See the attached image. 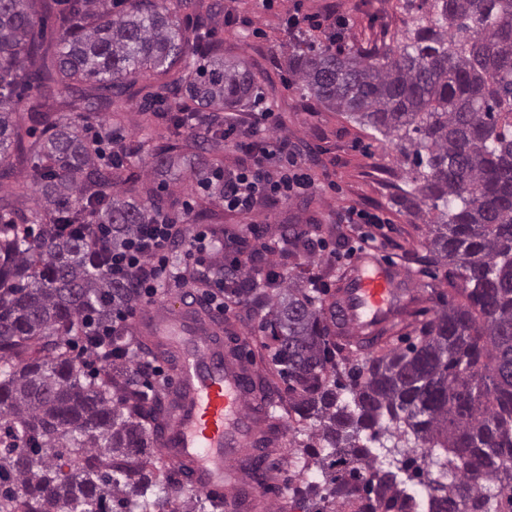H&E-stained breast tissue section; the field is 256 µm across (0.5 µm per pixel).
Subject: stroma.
Wrapping results in <instances>:
<instances>
[{
  "label": "stroma",
  "mask_w": 512,
  "mask_h": 512,
  "mask_svg": "<svg viewBox=\"0 0 512 512\" xmlns=\"http://www.w3.org/2000/svg\"><path fill=\"white\" fill-rule=\"evenodd\" d=\"M301 3L304 13L317 16L322 26L303 30L300 36L288 31V14L294 3ZM406 0H223L224 11L209 18L208 26L223 43L224 58L245 62L260 85V98L237 108L239 117L264 108L274 112L276 136L311 147L308 173L314 182L312 193L289 201H259L258 220L267 224V239H278V229L289 224L302 230L320 225L319 237L325 249L272 256L274 264L299 272L312 269L324 290L325 303L343 280L349 279L355 266L380 262L386 274L395 278L397 307L414 308L421 319L431 318L438 307L437 297L447 291L441 276L419 272L411 263L412 254L425 253L428 241L417 228L416 219L393 207L390 198L406 182V171L396 162L394 146L381 135L360 126L345 114L323 106L312 94L301 89L288 70V52L296 40L318 46L326 45L335 29L336 17H344L343 49L366 55H380L396 49L408 17ZM169 190L176 208L191 204L190 221L208 227L231 230L245 223L244 215L214 205L205 212V199L186 169L174 170ZM355 207L382 216L380 224L337 225L338 211ZM374 234L379 247L372 252L356 251L361 233ZM223 325L231 327L246 349L255 354L254 371L272 376L275 366L264 345L267 338L260 328V318L247 307L237 306L224 313ZM271 413L277 426L279 446L278 494L262 503L257 512H305L304 504L292 494L293 488L309 481H321L318 467H305L301 454L303 443L312 435L313 426L298 427L290 421L285 406L273 401Z\"/></svg>",
  "instance_id": "1"
}]
</instances>
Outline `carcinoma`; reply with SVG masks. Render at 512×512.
Here are the masks:
<instances>
[{
  "instance_id": "obj_1",
  "label": "carcinoma",
  "mask_w": 512,
  "mask_h": 512,
  "mask_svg": "<svg viewBox=\"0 0 512 512\" xmlns=\"http://www.w3.org/2000/svg\"><path fill=\"white\" fill-rule=\"evenodd\" d=\"M422 14L397 50L378 58L296 46L288 71L321 104L379 133L411 163L393 204L425 225L427 266L451 267L448 297L428 320L412 324L406 346L384 331L333 335L317 285L268 273L277 292L224 293L265 311L272 361L288 384V412L317 422L304 448L329 480L317 512H416L396 475L377 465L367 443L384 437L430 468L427 512H498L512 506V0H424ZM222 0H130L119 13L108 0H0V167L16 155L38 192L31 209L0 205V512H194L178 502L186 472L151 461L150 449L171 408L145 391L152 349L138 361L112 360L89 376L70 356L72 336L110 325L138 298L112 281L64 224H106L120 246L139 224L167 214L163 195L143 198L127 173L148 149L164 173L180 146L144 140L99 167L84 127L65 111L32 107L31 128L13 118L32 84L64 88L91 83L86 115L122 111L137 78H163L143 96L142 111L183 128L186 112L218 115L256 96L253 72L224 61L204 17ZM59 48L39 73L27 61L41 52L48 14ZM214 126L194 134L191 177L209 181L204 152ZM291 249L315 241L282 228ZM370 349L353 363L344 351ZM269 452L251 464L272 479Z\"/></svg>"
}]
</instances>
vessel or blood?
Segmentation results:
<instances>
[{"label":"vessel or blood","mask_w":512,"mask_h":512,"mask_svg":"<svg viewBox=\"0 0 512 512\" xmlns=\"http://www.w3.org/2000/svg\"><path fill=\"white\" fill-rule=\"evenodd\" d=\"M354 292L359 313L386 310L393 290L380 267L357 273ZM143 334L153 342L173 346L170 395L174 410L159 434L163 455L182 467L188 482L210 493L230 512H251L259 483L242 485L235 463L254 427L247 407L248 384L240 368L224 356L220 320L200 322L192 306L168 303L141 319Z\"/></svg>","instance_id":"obj_1"}]
</instances>
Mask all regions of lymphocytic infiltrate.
Here are the masks:
<instances>
[{"label": "lymphocytic infiltrate", "instance_id": "obj_1", "mask_svg": "<svg viewBox=\"0 0 512 512\" xmlns=\"http://www.w3.org/2000/svg\"><path fill=\"white\" fill-rule=\"evenodd\" d=\"M220 127L224 141L241 155L236 169L223 175L225 208L248 216L259 200H289L313 191L306 148L275 137L269 112H254L246 119L227 116ZM80 233L90 253H105L109 278L131 283L149 300L159 288L204 267L216 249L203 225L176 224L164 216L138 225L127 242L116 248L105 225L86 224Z\"/></svg>", "mask_w": 512, "mask_h": 512}]
</instances>
